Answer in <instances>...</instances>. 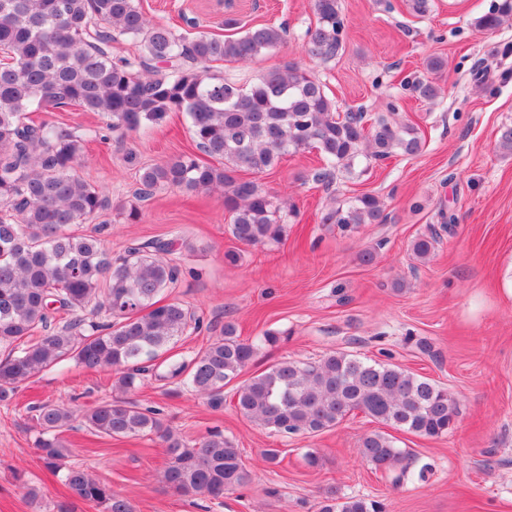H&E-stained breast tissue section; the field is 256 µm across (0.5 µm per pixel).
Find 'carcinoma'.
Returning a JSON list of instances; mask_svg holds the SVG:
<instances>
[{
	"label": "carcinoma",
	"mask_w": 512,
	"mask_h": 512,
	"mask_svg": "<svg viewBox=\"0 0 512 512\" xmlns=\"http://www.w3.org/2000/svg\"><path fill=\"white\" fill-rule=\"evenodd\" d=\"M314 12L305 50L330 61L345 48L346 17L340 0H314ZM511 21L512 0H493L474 27L492 34ZM224 27L234 34L186 40L148 19L138 0H0V348L8 349L0 360V403H9L21 382L63 361L110 369L118 391L132 393L181 336L202 328L184 304L158 299L179 279L169 259L179 239L134 242L114 256L100 238L77 232L112 203L78 175L82 138L60 125L34 124L28 113L77 106L98 114L119 138L170 112L185 113L200 155L140 167L136 196L147 199L162 187L220 192L229 234L247 246L279 242L288 214L258 180L237 173L261 174L287 154L315 149L323 167L314 180L330 184L335 174L352 173L360 158L383 161L422 151L412 126L383 115L369 124L361 112L340 113L324 85L296 62L249 80L224 73L226 63L280 48L287 34L274 25L244 30L232 14ZM119 36L137 41L139 55L114 54ZM406 84L424 102L440 94L428 78ZM386 219L382 200L362 194L329 208L321 222L352 232ZM437 243L431 232L414 239L411 251L425 260ZM56 311L67 315L57 329ZM36 330L42 336L21 344ZM257 349L226 322L205 348L171 364L170 374L218 406L224 386L252 364ZM234 396L243 417L282 434L317 436L360 411L395 431L441 439L459 414L458 398L432 380L344 351L308 363L278 361L245 380ZM76 420L100 437L159 438L169 453L162 481L177 493L219 500L251 482L240 450L220 431L185 441L154 410L122 398L83 411L38 406L35 445L45 467L102 512H131V506L111 484L68 463L60 434ZM359 453L396 485L409 477V452L386 432L364 434ZM320 512L384 508L372 499L330 493Z\"/></svg>",
	"instance_id": "1"
}]
</instances>
